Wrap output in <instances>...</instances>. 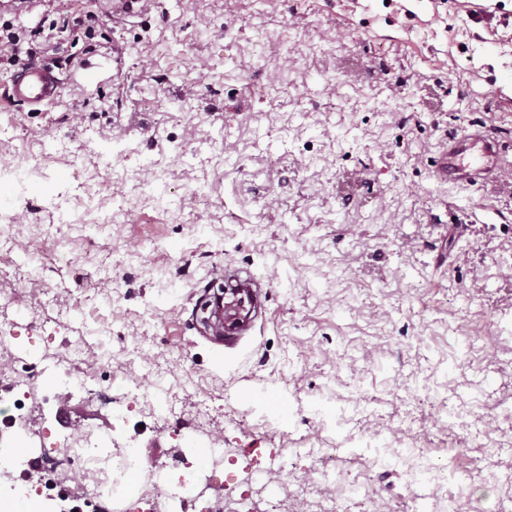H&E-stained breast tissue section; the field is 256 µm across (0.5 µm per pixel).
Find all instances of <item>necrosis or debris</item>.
I'll use <instances>...</instances> for the list:
<instances>
[{
    "label": "necrosis or debris",
    "instance_id": "obj_1",
    "mask_svg": "<svg viewBox=\"0 0 512 512\" xmlns=\"http://www.w3.org/2000/svg\"><path fill=\"white\" fill-rule=\"evenodd\" d=\"M81 358L77 352L43 366V373L58 382L56 393L47 394L33 387L31 376L24 373L10 330H0V471L13 475L17 488L33 498H58L60 486L75 476L85 504L106 499L112 503V512H224L226 474L218 469L224 460V441L219 437L209 440L216 470L204 483L212 499L202 500L195 489L168 480L150 491L133 489L139 470L136 449L119 438L128 411L137 403L132 388L113 390L108 430H88L77 436L51 428L47 410L52 396L91 399L99 393L91 371L75 375L74 364ZM20 446L36 449L45 462L40 485L29 484L28 465L16 453Z\"/></svg>",
    "mask_w": 512,
    "mask_h": 512
}]
</instances>
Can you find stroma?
<instances>
[{
  "label": "stroma",
  "instance_id": "35a3bbf8",
  "mask_svg": "<svg viewBox=\"0 0 512 512\" xmlns=\"http://www.w3.org/2000/svg\"><path fill=\"white\" fill-rule=\"evenodd\" d=\"M512 0H146L118 24L75 14L100 51L62 69L45 111L0 104V266L40 256L0 309L32 364L83 348L99 385L130 382L142 472L206 445L148 403L208 401L249 456L328 437L338 484L390 512H482L512 494V454L481 420L512 410V177L438 180L431 160L482 126L512 141ZM267 286L252 335L194 316L225 266ZM487 327L468 340L464 325ZM56 424L105 426L62 402ZM443 499L419 500L428 481Z\"/></svg>",
  "mask_w": 512,
  "mask_h": 512
}]
</instances>
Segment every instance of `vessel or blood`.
<instances>
[{
  "mask_svg": "<svg viewBox=\"0 0 512 512\" xmlns=\"http://www.w3.org/2000/svg\"><path fill=\"white\" fill-rule=\"evenodd\" d=\"M63 86L48 67L29 66L14 72L7 84L11 102L33 112L44 111L62 93ZM437 179L474 186L500 179L512 169V146L491 132L476 128L449 138L448 144L433 160ZM225 291L221 302L224 335H249L253 317L261 308L262 283L246 270L224 277Z\"/></svg>",
  "mask_w": 512,
  "mask_h": 512,
  "instance_id": "obj_1",
  "label": "vessel or blood"
}]
</instances>
